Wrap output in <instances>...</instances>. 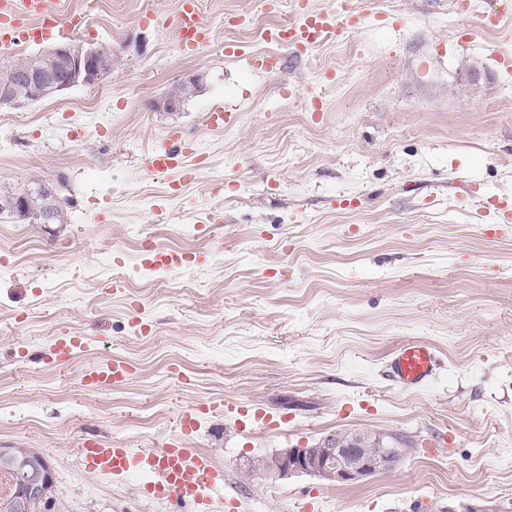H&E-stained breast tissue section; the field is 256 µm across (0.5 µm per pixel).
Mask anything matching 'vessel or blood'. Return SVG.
Instances as JSON below:
<instances>
[{"instance_id": "b4317fda", "label": "vessel or blood", "mask_w": 512, "mask_h": 512, "mask_svg": "<svg viewBox=\"0 0 512 512\" xmlns=\"http://www.w3.org/2000/svg\"><path fill=\"white\" fill-rule=\"evenodd\" d=\"M59 0H0V44L19 42L37 44L51 36L50 17L56 16ZM298 22L285 28L267 32L268 40L296 52L340 40L358 29L363 16L352 5V0H336L335 10L311 8L309 0H297ZM176 33L183 55L192 57L201 52L213 40V32L201 19L195 0H180L176 13ZM229 56L248 55L253 69L272 72L280 67V58L270 52L246 54L242 45L234 41L224 44ZM177 149L167 146L152 152L147 158L151 172L163 174L177 170L178 179L170 185L171 191H180L197 176L195 165L177 164ZM192 254L177 250L154 248L143 257L144 265L165 270H184L190 267ZM80 336H62L53 346V361L63 364L71 361L77 350L83 348ZM439 365L435 348L427 341L411 339L396 347L385 362L388 379L402 391L411 392L426 387ZM130 375L129 365L121 359H113L104 370L85 372L86 385L108 386L124 382ZM227 411L239 428H247L250 421L274 427L272 415L264 410L247 412L241 405L228 404ZM86 469L101 470L122 478L135 471L150 473L151 479L143 487L146 495L166 500L178 498L196 504L216 505V490L224 484V472L206 453L187 447L177 440L168 442L158 450L137 451L119 443L102 446L86 443L82 450Z\"/></svg>"}]
</instances>
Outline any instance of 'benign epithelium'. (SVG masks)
Returning <instances> with one entry per match:
<instances>
[{
  "label": "benign epithelium",
  "instance_id": "obj_1",
  "mask_svg": "<svg viewBox=\"0 0 512 512\" xmlns=\"http://www.w3.org/2000/svg\"><path fill=\"white\" fill-rule=\"evenodd\" d=\"M35 68L22 69V78L28 82L31 93L45 94L51 88L62 91L76 85L98 82L111 73L110 62L98 47L75 43H57L39 52L34 58ZM354 435L331 439V447L319 455L305 446L287 448L267 467L273 477L284 478L293 474L318 476L339 485L353 484L387 469L392 463L383 451L352 447ZM0 460L9 465L14 478L11 491L18 494L20 503L29 507L40 499L42 486L51 478L48 468L30 465L15 458L10 448H0Z\"/></svg>",
  "mask_w": 512,
  "mask_h": 512
}]
</instances>
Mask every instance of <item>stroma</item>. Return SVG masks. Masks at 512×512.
I'll return each mask as SVG.
<instances>
[{
    "mask_svg": "<svg viewBox=\"0 0 512 512\" xmlns=\"http://www.w3.org/2000/svg\"><path fill=\"white\" fill-rule=\"evenodd\" d=\"M454 2L357 0L367 20L349 37L281 50L263 72L224 54L228 41L271 50L263 0H202L214 39L194 57L177 47L178 0H63L88 18L71 41L111 44V74L0 109V189L41 186L62 207L58 223L0 214V448L46 460L43 512H198L146 496L142 473L80 463L87 439L140 450L178 437L223 468L238 512H512V226L491 235L471 218L490 194L512 205V73L497 61L512 22L479 26L512 0L465 15ZM191 78V97L159 108ZM216 111L235 123L211 129ZM176 137L204 161L172 196L146 161ZM152 246L200 260L149 271ZM66 333L86 346L52 364ZM412 338L441 366L404 392L383 369ZM115 358L129 380L82 383ZM225 400L286 420L240 433ZM203 405L181 437V412ZM353 431L411 445L349 485L257 466Z\"/></svg>",
    "mask_w": 512,
    "mask_h": 512,
    "instance_id": "stroma-1",
    "label": "stroma"
}]
</instances>
